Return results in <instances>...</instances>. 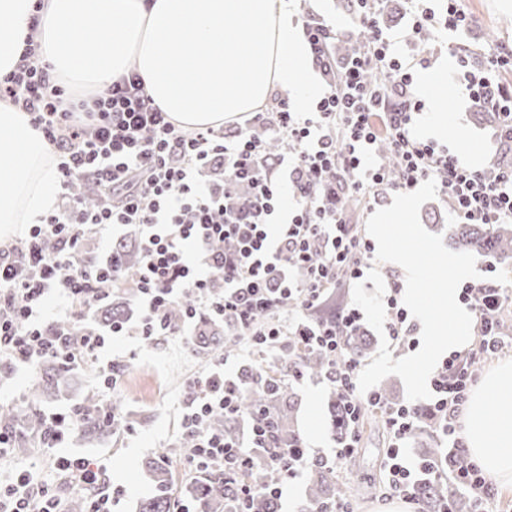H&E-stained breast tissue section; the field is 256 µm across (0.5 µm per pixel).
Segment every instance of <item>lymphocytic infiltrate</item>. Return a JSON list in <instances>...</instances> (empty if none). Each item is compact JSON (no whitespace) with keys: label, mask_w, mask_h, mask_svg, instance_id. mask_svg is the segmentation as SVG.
<instances>
[{"label":"lymphocytic infiltrate","mask_w":512,"mask_h":512,"mask_svg":"<svg viewBox=\"0 0 512 512\" xmlns=\"http://www.w3.org/2000/svg\"><path fill=\"white\" fill-rule=\"evenodd\" d=\"M356 2L355 24L370 37L365 52L345 60L341 71H333L328 58L336 39L332 25L320 17L305 24L317 70L334 76L315 111L294 112L282 100L276 111L251 117V124L266 125L293 144L272 160L246 132L229 138L211 128L192 133L179 128L153 105L133 71L77 114L64 107L65 89L52 82L34 44L26 45L18 69L0 75V99L27 112L56 155L59 197L24 238L0 250V384L18 372L37 370L48 357L70 365L97 361L110 335L188 339L198 313L204 312L234 335L295 336L332 361L325 379L344 397L349 439L331 456L311 454L302 444L268 449L269 481L260 490L267 497L281 500L285 480L301 478L311 463L332 469L345 459L359 444V412L369 405L384 407L391 435L384 464L388 495L415 505L417 512H429L417 494L415 474L421 471L436 480L448 478L455 489L469 493L476 512H489L494 485L476 464L461 468L456 463L465 451L460 417L476 380L474 364L505 346L502 310L512 294L492 280L463 285L460 299L473 315L476 339L465 353L450 354L436 369L432 396L423 405L386 407L376 393L359 394L360 362L338 358L344 336L362 319L357 306H344L330 320L314 317L333 288L362 276L374 252L371 242L347 224L344 208L325 203L324 179L331 172L349 173L344 193L369 203L432 178L451 200L459 223L512 222V167H470L449 146L413 133L412 114L421 102L411 68L393 52L380 26L381 0ZM409 12L416 35L432 29L453 35L468 24L456 0L438 8L428 0H409ZM461 67L470 95L503 116L499 139L512 141V88L499 79L502 71L512 70V51L492 48L483 64L465 60ZM371 69L384 71L387 84H369L365 74ZM382 139L396 159L397 175L373 156ZM287 187L296 205L286 212L282 193ZM129 225L141 230V265L131 286L139 322L74 331L73 321L85 319L121 284L119 258L107 242ZM96 239L103 247L87 259V243ZM229 240L236 249L228 255L219 245ZM217 274L224 281L219 294L211 288ZM187 292L194 294L196 305L179 328H170L165 311ZM286 300L293 301L298 314L289 326L269 316ZM182 410V429L194 439L187 460L194 474L213 465L238 471L249 465L250 449L268 448L269 420L263 413L252 414L244 441L208 427L212 416L240 415V396L234 381L224 377L223 360L213 361L204 377L187 382ZM426 417L447 447L437 460L414 462L405 443ZM55 465L85 495L88 512H112L103 465L75 456L57 457ZM260 491L225 483L235 512H250L248 504ZM0 512L62 510L55 487L35 470L22 469L0 490Z\"/></svg>","instance_id":"obj_1"}]
</instances>
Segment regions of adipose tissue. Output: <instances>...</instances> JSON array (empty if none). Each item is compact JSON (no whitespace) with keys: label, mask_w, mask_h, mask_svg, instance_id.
<instances>
[{"label":"adipose tissue","mask_w":512,"mask_h":512,"mask_svg":"<svg viewBox=\"0 0 512 512\" xmlns=\"http://www.w3.org/2000/svg\"><path fill=\"white\" fill-rule=\"evenodd\" d=\"M290 0H0V74L14 71L26 36L53 75L94 93L128 70L155 106L185 129L218 127L255 111L273 88L292 89L307 111L317 87L304 28ZM38 27H31L32 15ZM101 37L79 40L81 29ZM56 157L26 112L0 101V243L51 211ZM466 449L512 490V361L486 374L465 413Z\"/></svg>","instance_id":"obj_1"}]
</instances>
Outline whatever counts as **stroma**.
<instances>
[{
  "mask_svg": "<svg viewBox=\"0 0 512 512\" xmlns=\"http://www.w3.org/2000/svg\"><path fill=\"white\" fill-rule=\"evenodd\" d=\"M293 19L304 23L308 14H315L334 23L337 29L353 34L350 14L340 7V0H292ZM460 8L469 16L468 45L473 58H480L489 49L485 36L489 29H496L499 41L512 47V26L505 28L501 19H512V0H460ZM385 28L395 35V48L399 56L413 64L415 72L447 70L446 126L430 131L426 128L427 111L415 117L414 129L427 139L456 147L463 162L473 167H483L497 162L500 142L492 128L481 124L475 112L476 103L459 80V54L442 39L423 41L410 31V16L404 0H387L384 9ZM111 356L125 366L124 378L116 395L131 410V419L121 433L87 443L69 437L62 449L34 448L27 456H10L0 460V487L7 486L16 470L36 466L41 478L55 483L54 458L63 451L96 459L106 466L111 486L115 492L114 512H136L138 500L152 488V474L147 464L156 459L162 449H169L166 459L178 501H185L181 489L194 475L185 471L183 453L172 446L182 433L181 407L186 382L205 373L208 362L191 357L184 341L162 336L153 345H144L140 337L127 336L114 343ZM294 388L298 394L296 422L299 432L312 453L329 454L336 447L330 428L329 402L333 392L318 378H302ZM95 366L88 363L75 369L68 387L59 393L43 396L36 407L42 411L62 409L82 402L86 395L98 392ZM391 443L386 427L364 428L354 465L342 466L338 473L344 481L362 487L356 497L355 512H377L383 497L376 487L383 478L382 461Z\"/></svg>",
  "mask_w": 512,
  "mask_h": 512,
  "instance_id": "obj_1",
  "label": "stroma"
}]
</instances>
